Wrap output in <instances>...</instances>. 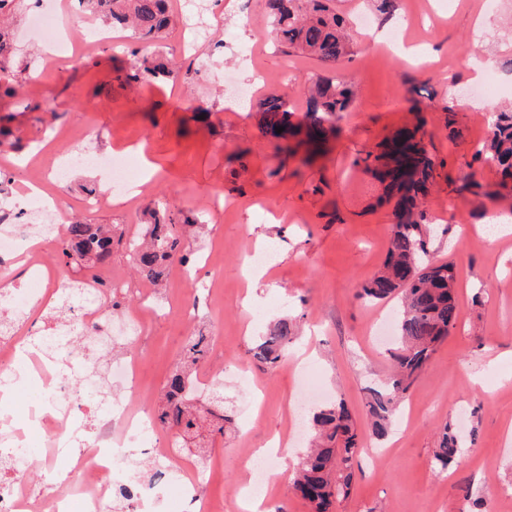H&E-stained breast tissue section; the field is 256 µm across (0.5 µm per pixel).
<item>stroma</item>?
Wrapping results in <instances>:
<instances>
[{"mask_svg": "<svg viewBox=\"0 0 512 512\" xmlns=\"http://www.w3.org/2000/svg\"><path fill=\"white\" fill-rule=\"evenodd\" d=\"M265 12V0H216L209 38L195 57L180 53V28L163 41L164 55L181 67L178 79L137 88L113 79L116 68L132 61L123 38L92 46L87 28L73 26L69 35L78 54L61 68L46 66L42 48L17 43L27 74L46 86L42 111L14 114L28 149L48 144L62 155L126 151L157 168L136 204L109 201L90 217L115 228L106 267L124 280L122 312L137 321L135 334L94 346L93 372L106 376L114 348H129L142 388L159 402L189 334L180 310L196 303L198 327L223 334V346L210 350L199 371L223 379L224 412L232 422L224 437L192 449L191 458L211 461L195 483L213 512H239L247 459L286 436L300 390L292 354L263 370L248 349L275 320L288 318L297 327L293 346L307 352L325 402L343 401L366 443L385 450L376 465L365 453L355 456L351 493L335 512H504L512 506V231L490 237L476 224L490 210L512 215V192L478 200L455 187L470 174L490 186L500 179L496 166L475 155L485 136L486 105L464 91L491 80L499 101L512 102V32L504 27L512 0H395L390 25L403 31L413 61L356 38L347 73L358 87L356 97L338 119L336 138L308 166L275 155L257 106L268 94L288 90L296 115L304 116L306 100L294 87L328 70L275 45ZM245 45L252 49L247 66L234 59ZM229 67L242 81L253 71L263 74L255 95L233 109L223 85ZM201 106L211 113L208 121L195 118ZM416 124L444 163L425 204L434 229L429 259L455 262L462 317L401 400L398 414L406 425L379 440L371 434L364 399L390 371L374 326L395 305L367 303L356 293L386 258L393 204L351 159L398 127ZM63 127L78 131V138L53 140ZM216 195L232 202L224 214L209 208ZM164 199L195 210L203 227L185 245L193 255H212L218 266L170 264L154 292L160 311L148 315L137 309L148 283L134 273L127 245L142 237ZM270 241L279 247L278 264L266 275L245 277L247 253ZM447 422L476 436L463 444L453 470L439 476L431 458ZM311 439L304 433L280 453V477L268 497L283 512H310L290 480Z\"/></svg>", "mask_w": 512, "mask_h": 512, "instance_id": "35a3bbf8", "label": "stroma"}]
</instances>
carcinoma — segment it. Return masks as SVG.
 I'll return each instance as SVG.
<instances>
[{
    "label": "carcinoma",
    "mask_w": 512,
    "mask_h": 512,
    "mask_svg": "<svg viewBox=\"0 0 512 512\" xmlns=\"http://www.w3.org/2000/svg\"><path fill=\"white\" fill-rule=\"evenodd\" d=\"M18 0H0V78L13 84H0V97L14 98L25 86L16 77V47L5 26L8 12ZM334 0H267L268 23L275 39L288 49L309 55L335 72L299 90L308 101L304 120L294 119L289 109V95L270 94L259 103L262 133L275 140L274 149L291 157L300 156L308 164L321 151L327 139L336 134L339 113L350 108L355 97L354 85L343 79L353 61L354 50L347 20L336 14ZM167 0H76L79 14L91 16L103 25L130 32L139 43L153 45L165 38L174 25ZM130 69H116L117 78L131 84H149L160 78H176L178 73L158 60L137 58ZM482 149L500 169L499 187L512 182V108L492 109ZM13 115L0 117V148L19 151L23 138L10 121ZM284 131L278 133L276 128ZM364 165L378 173L389 193L397 197L395 224L382 270L366 282L358 297L368 302L401 299L397 331L398 343L390 350L393 371L382 384L368 390L365 414L372 434L386 437L395 420L398 405L437 348L448 339L461 320L453 263L433 264L424 257V200L439 177L436 163L426 146H405L398 137L383 143L375 151L359 154L353 165ZM477 198L494 193L473 178H465L458 188ZM158 219L139 243L129 245L136 271L154 283L160 281L172 260L187 265L190 257L183 250L182 229L196 223L194 210L161 204L155 210ZM112 226L90 224L76 218L67 226L62 254L70 261L80 259L95 265L112 257ZM294 326L284 317L271 325L253 348L252 357L262 367H273L283 357L294 339ZM208 337L192 331L182 351L180 369L169 379L163 404L156 413L159 423L180 428L178 438L199 439L201 448L206 435L224 434L228 416L208 407L197 408L189 397V378L195 367L207 360ZM317 440L298 463L292 486L309 504L311 512H333L336 502L350 495L352 460L361 449V435L354 416L343 402L318 409L313 415ZM462 447V437L446 424L439 432L433 453V467L448 470Z\"/></svg>",
    "instance_id": "carcinoma-1"
}]
</instances>
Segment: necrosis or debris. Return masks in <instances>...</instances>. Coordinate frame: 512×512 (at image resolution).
<instances>
[{"label":"necrosis or debris","mask_w":512,"mask_h":512,"mask_svg":"<svg viewBox=\"0 0 512 512\" xmlns=\"http://www.w3.org/2000/svg\"><path fill=\"white\" fill-rule=\"evenodd\" d=\"M32 30L51 49L53 64L71 62L59 8L53 0H38ZM24 162L26 167L46 170L59 183L66 182L79 166L104 172V188L86 192L79 203L88 214L96 212L110 195L132 199L148 186L140 170L109 155L59 156L43 150L27 155ZM41 186V180L33 179L28 188L32 211L44 212L51 220L38 231L32 225L14 223L9 200L0 198V253L22 262L27 274L24 287L0 291V313L4 315L40 304L44 288L52 283L38 240L51 236L54 225L66 223L68 211L58 199L41 195ZM123 287V281L100 276L77 288L71 301L77 314L63 334L47 333L28 340L19 326L0 329V374L14 371L32 351L63 358L59 364H38L29 374L37 385L35 404L41 409L36 429L26 437L0 435V512H109L112 497L130 482L126 451L142 443L153 424L152 414L142 405L135 361L126 360L112 368L114 386L125 392V400L91 399L89 389L94 382L90 379L81 389L70 385L88 359L85 350L72 347L73 337L83 335L90 326L100 339L108 340L116 329L131 327V320L112 314V304ZM32 461L44 465L47 483L59 485V492L35 496L28 492L20 467ZM170 499H188L194 512H212L209 502L183 480L140 489L128 512H160L161 504Z\"/></svg>","instance_id":"obj_1"}]
</instances>
